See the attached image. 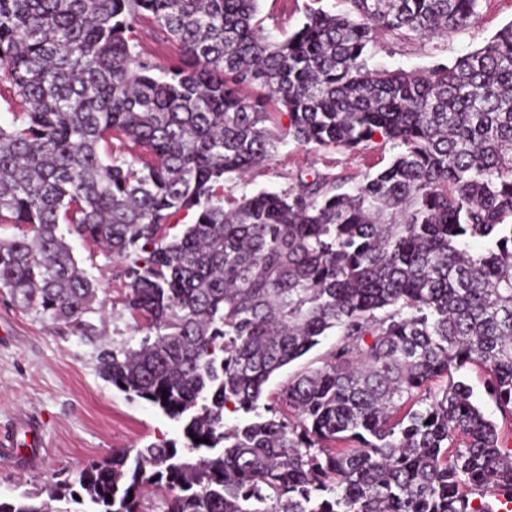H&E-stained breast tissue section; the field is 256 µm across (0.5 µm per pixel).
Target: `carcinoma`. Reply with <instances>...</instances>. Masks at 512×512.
Listing matches in <instances>:
<instances>
[{
  "label": "carcinoma",
  "instance_id": "obj_1",
  "mask_svg": "<svg viewBox=\"0 0 512 512\" xmlns=\"http://www.w3.org/2000/svg\"><path fill=\"white\" fill-rule=\"evenodd\" d=\"M258 0H0V288L93 336L96 286L59 225L127 260L137 347L101 377L182 424L0 512H512V448L458 372L478 365L512 431V22L424 72L372 69L383 38L443 37L480 0L304 6L271 40ZM149 21L180 58L158 64ZM302 145L399 149L345 189L318 172L224 207L268 163L267 123ZM130 154L132 160L123 158ZM194 222L169 236L173 214ZM336 330L260 413L271 377ZM250 416L229 426L224 410ZM201 442L196 443L194 439Z\"/></svg>",
  "mask_w": 512,
  "mask_h": 512
}]
</instances>
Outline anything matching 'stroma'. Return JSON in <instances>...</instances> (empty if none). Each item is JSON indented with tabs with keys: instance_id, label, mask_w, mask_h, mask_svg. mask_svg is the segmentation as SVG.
Returning a JSON list of instances; mask_svg holds the SVG:
<instances>
[{
	"instance_id": "1",
	"label": "stroma",
	"mask_w": 512,
	"mask_h": 512,
	"mask_svg": "<svg viewBox=\"0 0 512 512\" xmlns=\"http://www.w3.org/2000/svg\"><path fill=\"white\" fill-rule=\"evenodd\" d=\"M305 0H259V16L274 38L293 32L304 20ZM476 24L442 40H383L371 60L374 67L424 71L479 49L512 22V0H481ZM395 151L367 145L350 152L317 148L280 137L272 161L254 169L245 181L225 183L231 198L259 191H284L299 176L315 171L346 178L355 186L366 174L387 165ZM80 266L97 285L91 316L99 336L88 339L65 326L52 325L34 311L17 306L0 289V434L17 418L30 416L44 426L41 448H17L0 456V496L46 494L59 472L77 474L92 459L112 451L142 448L164 440H182L180 422L148 402L128 396L99 374L101 346L135 347L146 336L143 319L125 306L122 269L98 247L70 238Z\"/></svg>"
}]
</instances>
